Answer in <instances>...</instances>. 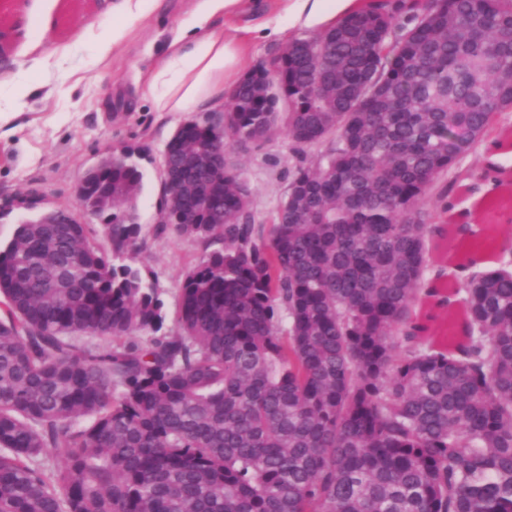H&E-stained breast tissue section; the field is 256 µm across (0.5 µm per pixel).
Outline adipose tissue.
<instances>
[{
    "mask_svg": "<svg viewBox=\"0 0 512 512\" xmlns=\"http://www.w3.org/2000/svg\"><path fill=\"white\" fill-rule=\"evenodd\" d=\"M243 0H196L180 23L163 59L149 72L144 92L158 112L220 110L224 92L242 62L241 42L225 36L212 22L231 16ZM281 10L270 32L319 30L351 13L355 0H280ZM149 9V0H113L112 24L96 38L100 60L109 59L127 40L131 27Z\"/></svg>",
    "mask_w": 512,
    "mask_h": 512,
    "instance_id": "ef3b65f1",
    "label": "adipose tissue"
}]
</instances>
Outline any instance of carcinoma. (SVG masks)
<instances>
[{
    "instance_id": "1",
    "label": "carcinoma",
    "mask_w": 512,
    "mask_h": 512,
    "mask_svg": "<svg viewBox=\"0 0 512 512\" xmlns=\"http://www.w3.org/2000/svg\"><path fill=\"white\" fill-rule=\"evenodd\" d=\"M272 63L165 146L163 213L222 244L174 333L132 262L139 148L86 174L82 217L45 210L0 245V512H512V264L448 277L433 242L477 225L424 208L512 109V0H366ZM280 122L297 162L265 228L211 156ZM203 183L213 209L181 223Z\"/></svg>"
}]
</instances>
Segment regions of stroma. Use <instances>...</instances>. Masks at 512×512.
<instances>
[{"mask_svg": "<svg viewBox=\"0 0 512 512\" xmlns=\"http://www.w3.org/2000/svg\"><path fill=\"white\" fill-rule=\"evenodd\" d=\"M99 0H0V26L13 31L0 40V84L20 79L18 63L30 56L32 33L69 45L62 72L49 85L33 80L23 112L0 129V203L39 193L44 208H76V190L106 150L120 144L146 149L143 187L137 199L141 224L137 265L149 269L162 292L174 329L179 290L186 274L207 252L201 241L161 225L164 201L161 152L176 129L195 115L153 111L142 95L145 76L168 49L172 31L193 0H156L155 8L137 22L120 52L100 61L95 35L82 34L88 22L108 25ZM252 194L256 223H270L288 191V173L296 158L283 132H274L261 147L234 154ZM430 196L448 206L450 216L466 215L487 225L486 235L464 242H439L448 255L475 253L495 259L512 249V111L498 114L493 138L475 142L456 169L440 179Z\"/></svg>", "mask_w": 512, "mask_h": 512, "instance_id": "35a3bbf8", "label": "stroma"}]
</instances>
